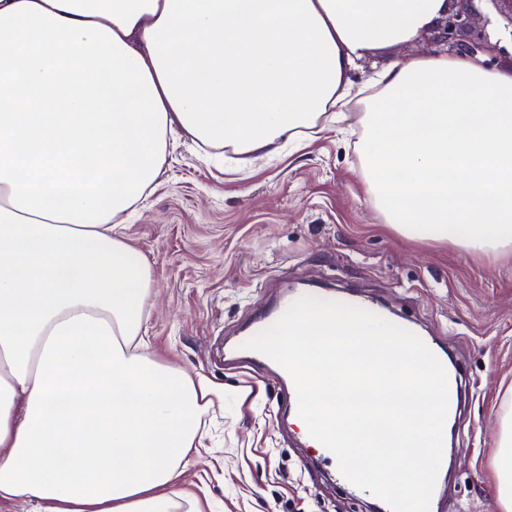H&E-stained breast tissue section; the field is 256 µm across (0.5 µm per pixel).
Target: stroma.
<instances>
[{"instance_id":"stroma-1","label":"stroma","mask_w":512,"mask_h":512,"mask_svg":"<svg viewBox=\"0 0 512 512\" xmlns=\"http://www.w3.org/2000/svg\"><path fill=\"white\" fill-rule=\"evenodd\" d=\"M475 27L512 70V32L490 0ZM428 34L362 55L343 76L368 87L394 62L425 55ZM362 112L340 119L272 160L218 164L173 138L165 171L122 231L154 273L144 334L152 357L224 390L206 446L191 455L182 489L212 512H372L349 499L299 431L283 423L268 371L236 364L228 348L290 287L352 293L418 327L470 380L463 421L436 486L437 512H501L494 448L512 402V253H473L410 240L386 224L358 177Z\"/></svg>"}]
</instances>
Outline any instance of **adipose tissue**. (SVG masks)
<instances>
[{
  "label": "adipose tissue",
  "instance_id": "1",
  "mask_svg": "<svg viewBox=\"0 0 512 512\" xmlns=\"http://www.w3.org/2000/svg\"><path fill=\"white\" fill-rule=\"evenodd\" d=\"M446 0H0V501L203 512L180 488L224 393L151 359L152 271L126 216L168 137L273 152L349 103L346 67ZM365 101L360 178L404 236L512 248V73L396 64ZM512 512V412L495 448Z\"/></svg>",
  "mask_w": 512,
  "mask_h": 512
}]
</instances>
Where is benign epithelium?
I'll return each mask as SVG.
<instances>
[{"label":"benign epithelium","instance_id":"1","mask_svg":"<svg viewBox=\"0 0 512 512\" xmlns=\"http://www.w3.org/2000/svg\"><path fill=\"white\" fill-rule=\"evenodd\" d=\"M474 2L448 0V9L431 24L430 52L464 59L482 56L486 67L494 61L499 53L498 44L491 42L487 35L475 32Z\"/></svg>","mask_w":512,"mask_h":512}]
</instances>
